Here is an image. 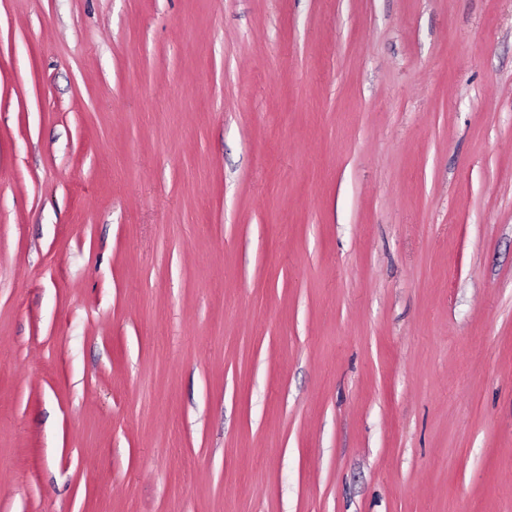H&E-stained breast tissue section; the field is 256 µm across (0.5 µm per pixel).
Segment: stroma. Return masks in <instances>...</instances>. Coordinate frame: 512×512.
I'll use <instances>...</instances> for the list:
<instances>
[{"label": "stroma", "mask_w": 512, "mask_h": 512, "mask_svg": "<svg viewBox=\"0 0 512 512\" xmlns=\"http://www.w3.org/2000/svg\"><path fill=\"white\" fill-rule=\"evenodd\" d=\"M0 512H512V0H0Z\"/></svg>", "instance_id": "obj_1"}]
</instances>
